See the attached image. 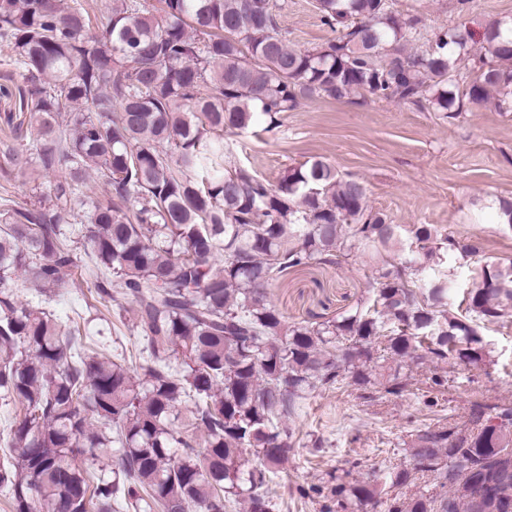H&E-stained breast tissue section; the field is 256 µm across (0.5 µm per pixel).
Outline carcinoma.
<instances>
[{"mask_svg":"<svg viewBox=\"0 0 512 512\" xmlns=\"http://www.w3.org/2000/svg\"><path fill=\"white\" fill-rule=\"evenodd\" d=\"M287 0H0V42L24 83L0 180L53 175L35 203L0 198V432L11 512H277L271 486L312 392L378 385L403 368L491 361L482 331L512 329V263L433 224L408 235L329 162L274 184L238 164L240 134L312 98L411 104L458 117L498 93L512 112V24L427 29L398 0H316L336 37L288 42ZM95 180L104 195L92 197ZM78 226L86 260L65 226ZM371 262L365 295L331 318L288 321L270 288L288 273ZM474 263L459 304L446 275ZM132 305L134 367L76 318L21 299L74 271ZM476 431L418 433L409 463L330 475L324 512H512V406ZM439 492L392 494L416 475Z\"/></svg>","mask_w":512,"mask_h":512,"instance_id":"obj_1","label":"carcinoma"}]
</instances>
